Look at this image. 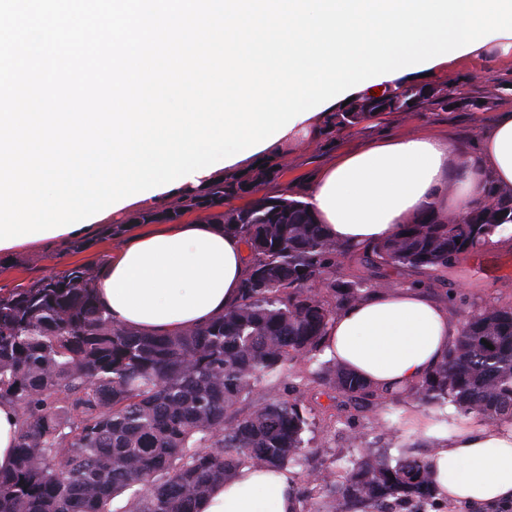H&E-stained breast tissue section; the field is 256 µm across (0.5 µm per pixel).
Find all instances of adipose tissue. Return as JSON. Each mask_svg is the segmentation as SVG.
Wrapping results in <instances>:
<instances>
[{
  "instance_id": "1",
  "label": "adipose tissue",
  "mask_w": 512,
  "mask_h": 512,
  "mask_svg": "<svg viewBox=\"0 0 512 512\" xmlns=\"http://www.w3.org/2000/svg\"><path fill=\"white\" fill-rule=\"evenodd\" d=\"M488 182L512 191V111L499 113L466 153L456 142L430 136L384 139L346 153L320 173L309 203L331 238L362 247L425 213L465 215ZM249 264L244 242L219 226L176 224L122 240L98 293L117 322L175 333L234 305ZM459 330L446 304L423 288L403 286L371 293L339 311L321 347L325 357L372 389L402 392L446 358ZM428 463L439 498L495 512L512 502V421L491 425L463 416ZM295 508L287 472L246 467L198 504V512Z\"/></svg>"
}]
</instances>
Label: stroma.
Wrapping results in <instances>:
<instances>
[{
  "label": "stroma",
  "mask_w": 512,
  "mask_h": 512,
  "mask_svg": "<svg viewBox=\"0 0 512 512\" xmlns=\"http://www.w3.org/2000/svg\"><path fill=\"white\" fill-rule=\"evenodd\" d=\"M457 81L465 84L479 107L453 108L426 103L414 112H390L360 125L325 134L298 131L282 142L276 154L251 162L241 170L215 174V181L229 177L247 185L248 190L226 199L225 209L240 208L260 196L302 200L308 195L317 172L341 153L353 151L365 142L383 136H451L469 143L498 112L512 109V41H492L477 55H466L433 68L425 82L440 87ZM268 177L259 178L260 169ZM185 196L166 195L144 206H133L92 225L82 236L60 238L52 243L32 242L0 252V293L23 288L52 272H63L101 258H111L122 235L150 232L161 227L162 216L178 213L179 223H210L212 209H185ZM434 300L447 303L455 321L468 311L488 303L512 305V247L487 244L480 252L464 256L444 277H424ZM309 364L298 359L288 366V399L306 411L308 428L304 439L315 453L310 462L333 467L344 464L353 454V436L364 444L385 450L390 460L402 454L428 456L452 430L458 415L451 405L430 407L436 423L433 435L414 431L402 420V400L392 395L367 398L352 404L336 398L333 391L308 381Z\"/></svg>",
  "instance_id": "obj_1"
}]
</instances>
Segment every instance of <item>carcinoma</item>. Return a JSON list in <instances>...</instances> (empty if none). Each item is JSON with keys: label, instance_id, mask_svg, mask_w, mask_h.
Wrapping results in <instances>:
<instances>
[{"label": "carcinoma", "instance_id": "carcinoma-1", "mask_svg": "<svg viewBox=\"0 0 512 512\" xmlns=\"http://www.w3.org/2000/svg\"><path fill=\"white\" fill-rule=\"evenodd\" d=\"M464 99L454 83L399 82L335 113L332 127ZM243 191L221 181L187 206L217 207ZM213 220L246 243L251 266L240 301L202 326L146 334L112 320L98 297L105 260L0 295V403L18 423L15 466L0 472V512H112L125 492L126 512H196L243 466L298 462L308 420L280 382L289 361L314 359L340 309L369 294L364 276H337L343 262L374 274L383 266L442 273L512 224V193L490 186L468 221L430 213L364 248L336 243L306 202L287 197L256 198ZM312 377L350 401L377 394L337 365ZM412 392L422 405L448 403L486 424L512 420V307L488 304L466 317L448 356ZM308 485L324 495L296 493L298 512L378 510L433 495L425 459L391 466L373 448L356 449L337 477L311 469Z\"/></svg>", "mask_w": 512, "mask_h": 512}]
</instances>
